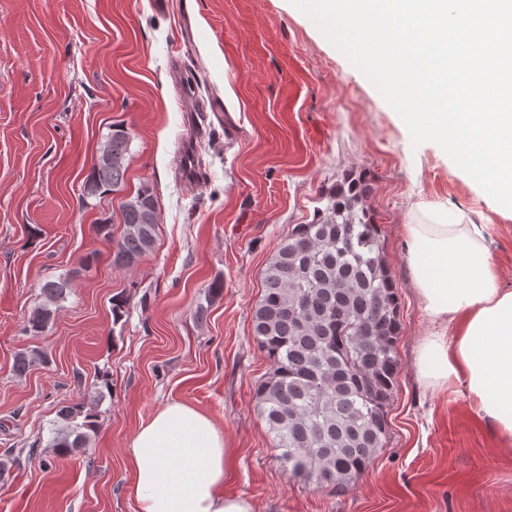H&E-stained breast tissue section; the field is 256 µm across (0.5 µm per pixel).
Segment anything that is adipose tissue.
<instances>
[{
    "instance_id": "adipose-tissue-1",
    "label": "adipose tissue",
    "mask_w": 512,
    "mask_h": 512,
    "mask_svg": "<svg viewBox=\"0 0 512 512\" xmlns=\"http://www.w3.org/2000/svg\"><path fill=\"white\" fill-rule=\"evenodd\" d=\"M417 293L433 332L417 349L424 389L462 385L471 410L512 445V289L501 287L480 227L445 210L406 227ZM227 441L204 413L168 403L127 449L138 512H253L228 495Z\"/></svg>"
}]
</instances>
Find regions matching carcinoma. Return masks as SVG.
I'll return each instance as SVG.
<instances>
[{"label": "carcinoma", "mask_w": 512, "mask_h": 512, "mask_svg": "<svg viewBox=\"0 0 512 512\" xmlns=\"http://www.w3.org/2000/svg\"><path fill=\"white\" fill-rule=\"evenodd\" d=\"M130 133L112 126L84 193L121 190L128 168ZM365 187L349 182L326 192L310 224L295 225L263 271L264 292L252 316L253 336L272 363L257 386L255 406L273 435L289 477L309 479L338 492L373 463L388 435L387 410L399 370V301ZM123 231L95 225L112 244V265L131 268L155 246L157 200L144 186L122 206ZM67 282L42 285L43 304L29 330L45 328L66 297ZM38 352L21 351L14 371L25 374ZM64 429L51 447L73 455L86 447L99 414L83 402L60 406Z\"/></svg>", "instance_id": "cac0c4a2"}]
</instances>
